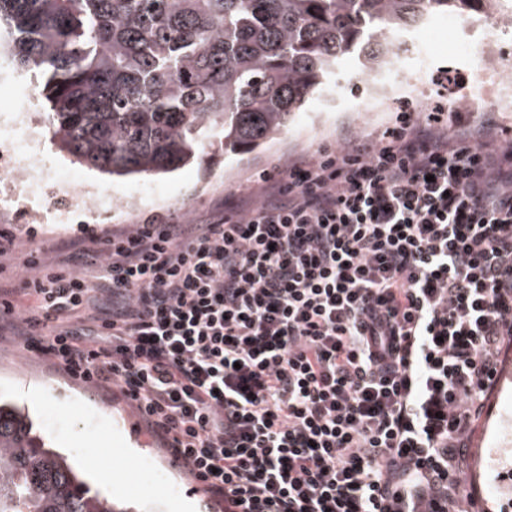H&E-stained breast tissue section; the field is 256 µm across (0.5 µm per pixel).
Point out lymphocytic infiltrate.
I'll use <instances>...</instances> for the list:
<instances>
[{
	"mask_svg": "<svg viewBox=\"0 0 512 512\" xmlns=\"http://www.w3.org/2000/svg\"><path fill=\"white\" fill-rule=\"evenodd\" d=\"M444 112L207 223L87 235L97 279L29 252L0 319L224 512H472L460 457L512 351V145Z\"/></svg>",
	"mask_w": 512,
	"mask_h": 512,
	"instance_id": "obj_1",
	"label": "lymphocytic infiltrate"
}]
</instances>
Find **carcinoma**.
<instances>
[{"label": "carcinoma", "instance_id": "carcinoma-1", "mask_svg": "<svg viewBox=\"0 0 512 512\" xmlns=\"http://www.w3.org/2000/svg\"><path fill=\"white\" fill-rule=\"evenodd\" d=\"M499 0H0V48L37 69L58 147L117 179L174 171L202 148L277 138L346 55ZM0 512H125L93 492L28 414L0 402Z\"/></svg>", "mask_w": 512, "mask_h": 512}]
</instances>
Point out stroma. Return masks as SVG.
I'll use <instances>...</instances> for the list:
<instances>
[{"label":"stroma","mask_w":512,"mask_h":512,"mask_svg":"<svg viewBox=\"0 0 512 512\" xmlns=\"http://www.w3.org/2000/svg\"><path fill=\"white\" fill-rule=\"evenodd\" d=\"M476 18L472 12L434 20V28L441 32L434 41L423 40L418 29L411 37L394 38L397 65L384 66L374 77L363 73L356 59L343 60L272 144L231 159L225 158L223 149H215L204 168L191 165L163 176L115 181L72 163L53 144L48 129H39L46 156L72 173L78 185L95 186L117 201L137 196L143 204L134 212H119L111 223L90 228L74 220L41 224L20 218L17 201L5 199L0 200V226L11 225L20 250L49 246L55 253L74 256L77 242L90 231L102 236L127 224L206 221L226 202L255 193L264 177H284L295 159L335 149L345 134L375 136L396 123L402 110L432 111L441 99L436 78L442 71L450 69L464 77L461 85L449 86V102L475 97L478 61L449 52L448 39L462 37ZM35 390L44 391L46 401L31 400L29 394ZM0 399L28 409L46 441L72 459L92 489L117 498L124 512H176L173 499L148 480H141L137 490L131 491L127 477H116L130 452L165 471L183 498L197 501L198 512H222V505L171 463L155 438L137 428L135 416L122 400L67 379L6 339L0 341ZM507 426L512 427V357L502 366L500 382L466 457V477L474 483L479 505L487 512H512V437L500 434Z\"/></svg>","instance_id":"35a3bbf8"}]
</instances>
